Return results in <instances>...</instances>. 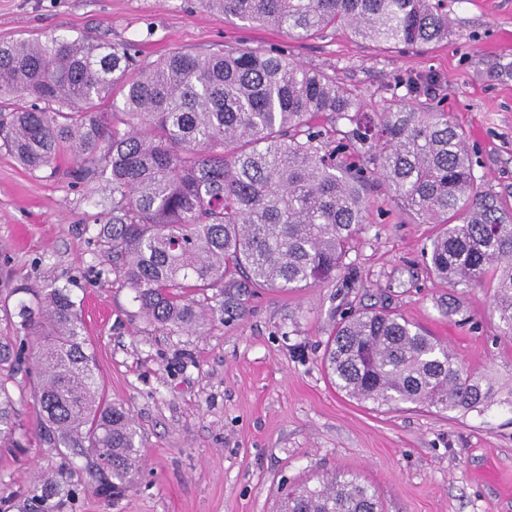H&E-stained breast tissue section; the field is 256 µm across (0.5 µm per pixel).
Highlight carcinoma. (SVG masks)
Here are the masks:
<instances>
[{"label": "carcinoma", "mask_w": 512, "mask_h": 512, "mask_svg": "<svg viewBox=\"0 0 512 512\" xmlns=\"http://www.w3.org/2000/svg\"><path fill=\"white\" fill-rule=\"evenodd\" d=\"M224 16L307 40L331 30L408 48L450 35L448 0H202ZM408 97L373 115L336 70L271 50L176 51L153 62L136 44L56 36L0 43V97L11 99L0 143L29 171L65 155L77 178L102 180L109 220L98 233L110 272L139 314L171 333L202 335L243 288H303L345 266L365 224V185L379 174L396 205L441 225L427 255L454 288H493L512 336V205L481 189L467 135L447 113ZM122 96V106L114 97ZM127 119L120 118V115ZM320 114L350 125L336 141ZM0 366L27 357L43 442L64 448L58 476L28 490L32 512H61L76 490L74 458L95 459L102 493L129 488L142 449L129 411L105 400L71 290L50 284L19 304ZM323 364L347 396L475 410L493 396L435 338L387 311L355 312ZM0 377V439L15 437ZM288 512H381L376 491L334 473L288 490Z\"/></svg>", "instance_id": "cac0c4a2"}]
</instances>
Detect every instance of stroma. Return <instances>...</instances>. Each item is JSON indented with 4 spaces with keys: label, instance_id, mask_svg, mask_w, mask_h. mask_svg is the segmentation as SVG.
Here are the masks:
<instances>
[{
    "label": "stroma",
    "instance_id": "1",
    "mask_svg": "<svg viewBox=\"0 0 512 512\" xmlns=\"http://www.w3.org/2000/svg\"><path fill=\"white\" fill-rule=\"evenodd\" d=\"M448 40L402 51L336 32L296 41L204 8L199 0H0V43L96 33L134 42L141 59L181 50L278 48L332 68L367 112L431 75L428 96L470 135L482 189L512 204V0H448ZM63 158L38 172L0 146V336L14 333L30 291L68 284L106 399L128 408L144 461L133 486L103 497L78 459L62 512H279L284 486L350 471L384 512H512V337L491 313L492 292L451 288L425 249L438 227L398 208L374 182L351 272L294 290L250 288L204 335L144 323L99 246L103 182ZM385 307L438 338L491 379L485 412L362 403L330 384L322 357L341 315ZM22 447L0 446V512H24L35 480L64 459L44 445L26 364L11 371Z\"/></svg>",
    "mask_w": 512,
    "mask_h": 512
}]
</instances>
